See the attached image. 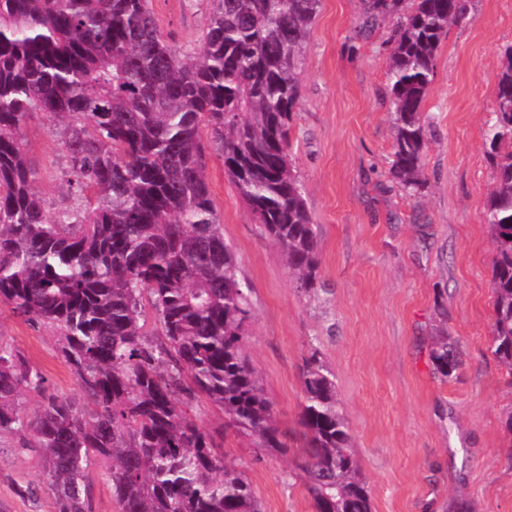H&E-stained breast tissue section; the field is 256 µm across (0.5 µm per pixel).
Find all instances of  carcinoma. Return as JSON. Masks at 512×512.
<instances>
[{
    "label": "carcinoma",
    "mask_w": 512,
    "mask_h": 512,
    "mask_svg": "<svg viewBox=\"0 0 512 512\" xmlns=\"http://www.w3.org/2000/svg\"><path fill=\"white\" fill-rule=\"evenodd\" d=\"M197 58L164 39L147 0H0V301L54 329L80 399L0 340V435L39 451L58 512H93L88 471L112 463L118 512H262L243 473L215 456L182 409L202 396L266 452L286 448L244 346L249 288L214 209L202 130L300 287L319 276L318 232L290 155L300 68L320 0H213ZM471 0H367L366 22L396 20L387 58L392 170L424 185L422 106L448 29ZM485 144L493 244L490 350L512 379V44L503 48ZM41 113L70 158V194L50 217L23 127ZM164 341L143 330V301ZM443 380L459 361L432 341ZM297 468L315 512H372L336 379L313 352L302 372ZM41 396L34 414L28 393Z\"/></svg>",
    "instance_id": "1"
}]
</instances>
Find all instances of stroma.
<instances>
[{
    "label": "stroma",
    "instance_id": "1",
    "mask_svg": "<svg viewBox=\"0 0 512 512\" xmlns=\"http://www.w3.org/2000/svg\"><path fill=\"white\" fill-rule=\"evenodd\" d=\"M164 38L197 55L213 0H148ZM363 0H320L306 39L300 98L291 122L296 170L318 226L319 280L300 288L281 250L263 234L206 146L203 162L224 238L250 288L245 343L272 403L285 452L257 454L204 397L183 409L215 455L245 473L263 512H314L298 475L302 367L318 353L336 377L351 445L373 512H512V449L504 414L512 385L488 346L493 323V247L484 202L492 169L484 145L495 107L501 48L512 43V0H474L451 27L422 119L425 187L406 196L392 171L393 125L386 58L393 23L365 29ZM28 158L48 215L73 204L69 156L54 124L31 116ZM447 335L461 365L448 381L430 358ZM0 336L46 376L55 393L78 397L51 329L0 302ZM33 486L35 496L21 494ZM0 512H57L38 452L0 437Z\"/></svg>",
    "mask_w": 512,
    "mask_h": 512
}]
</instances>
